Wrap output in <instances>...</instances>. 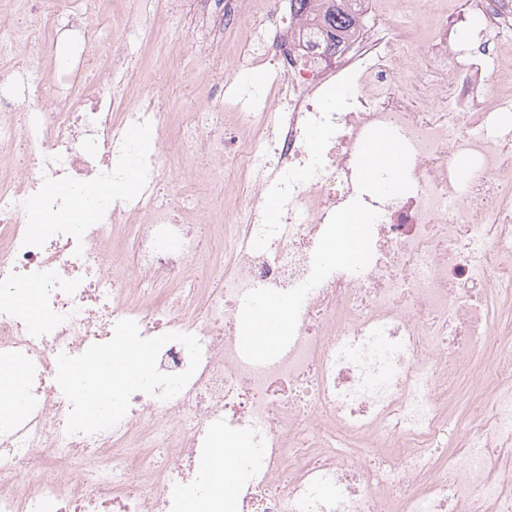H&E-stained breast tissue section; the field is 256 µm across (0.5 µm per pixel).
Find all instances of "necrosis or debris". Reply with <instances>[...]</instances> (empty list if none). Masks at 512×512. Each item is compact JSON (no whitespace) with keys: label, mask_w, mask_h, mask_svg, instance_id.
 <instances>
[{"label":"necrosis or debris","mask_w":512,"mask_h":512,"mask_svg":"<svg viewBox=\"0 0 512 512\" xmlns=\"http://www.w3.org/2000/svg\"><path fill=\"white\" fill-rule=\"evenodd\" d=\"M81 0L73 48L29 8L0 23V68L26 76L19 47L55 63L51 83L21 112L0 88V349L25 370L22 406L0 425V512H178L175 491L212 488L196 467L213 431H250L260 456L228 471L229 512H512V0H361L372 16L334 55L314 25L263 0H191L201 49L227 29L251 37L212 56L213 109L169 122V106H124L115 88L140 81L122 62L131 25L109 47ZM426 25L422 45L412 29ZM280 81L229 93L256 63ZM350 77L346 101L326 89ZM325 133L321 149L308 130ZM176 134L224 173L223 225L200 202L209 182L179 163L141 159L135 194L116 192L136 155L130 128ZM410 149L414 187L376 203L372 258L338 270L306 296L295 336L276 359L240 350V313L257 288L290 290L332 215L357 195L355 165L374 128ZM109 186L85 226L30 227L33 197L49 212L73 189ZM178 184L181 203L164 200ZM278 191L279 223L266 194ZM212 265L189 286L194 258ZM40 285L38 322L15 302ZM126 336L150 342L148 376L129 387L116 420L87 429L89 403L61 393L57 366ZM471 382L476 425L449 426L459 378Z\"/></svg>","instance_id":"1"}]
</instances>
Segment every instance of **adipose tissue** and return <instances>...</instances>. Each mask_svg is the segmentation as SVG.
Wrapping results in <instances>:
<instances>
[{
  "mask_svg": "<svg viewBox=\"0 0 512 512\" xmlns=\"http://www.w3.org/2000/svg\"><path fill=\"white\" fill-rule=\"evenodd\" d=\"M150 366V351L129 343L125 348L113 350L110 367L92 372L84 365L72 366L65 379L70 389L88 399L91 414L96 417L111 412L121 391L146 377Z\"/></svg>",
  "mask_w": 512,
  "mask_h": 512,
  "instance_id": "1",
  "label": "adipose tissue"
}]
</instances>
